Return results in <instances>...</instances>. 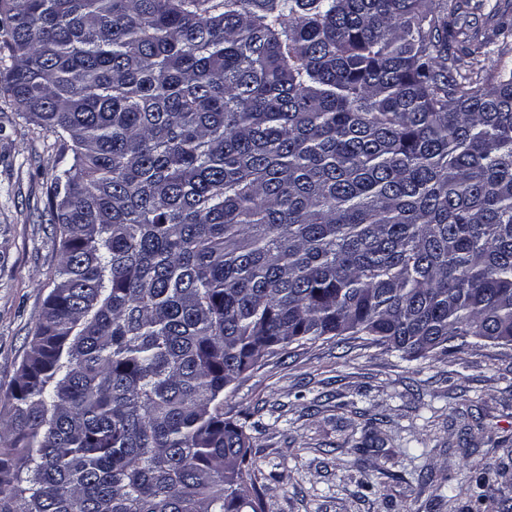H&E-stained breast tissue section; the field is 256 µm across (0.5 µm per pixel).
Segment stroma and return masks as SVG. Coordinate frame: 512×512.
<instances>
[{
    "label": "stroma",
    "instance_id": "35a3bbf8",
    "mask_svg": "<svg viewBox=\"0 0 512 512\" xmlns=\"http://www.w3.org/2000/svg\"><path fill=\"white\" fill-rule=\"evenodd\" d=\"M498 7L496 18L487 10ZM512 9L485 0L460 18L493 30ZM72 155L0 100V420L59 263L49 205ZM244 426L265 512H499L512 505V346L474 342L405 360L362 336H327L265 356L227 390ZM490 467L484 487L463 482ZM488 502H479L480 494Z\"/></svg>",
    "mask_w": 512,
    "mask_h": 512
}]
</instances>
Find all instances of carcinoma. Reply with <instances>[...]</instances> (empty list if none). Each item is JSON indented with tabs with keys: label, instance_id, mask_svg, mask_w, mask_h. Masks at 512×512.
Here are the masks:
<instances>
[{
	"label": "carcinoma",
	"instance_id": "obj_1",
	"mask_svg": "<svg viewBox=\"0 0 512 512\" xmlns=\"http://www.w3.org/2000/svg\"><path fill=\"white\" fill-rule=\"evenodd\" d=\"M481 7L0 0V98L72 153L0 512H264L224 392L265 355L512 345V65L456 28Z\"/></svg>",
	"mask_w": 512,
	"mask_h": 512
}]
</instances>
